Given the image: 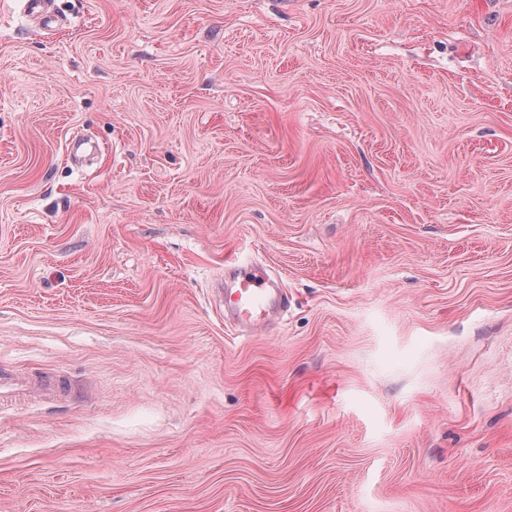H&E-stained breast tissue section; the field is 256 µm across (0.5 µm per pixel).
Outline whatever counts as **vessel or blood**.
<instances>
[{"label":"vessel or blood","instance_id":"vessel-or-blood-1","mask_svg":"<svg viewBox=\"0 0 512 512\" xmlns=\"http://www.w3.org/2000/svg\"><path fill=\"white\" fill-rule=\"evenodd\" d=\"M234 277L220 293L219 302L226 317L242 332L258 322L279 316L288 306V295L279 280L269 276L263 265L240 261L233 266ZM65 383L43 375H17L0 370V404L5 399L34 395L50 397L62 393Z\"/></svg>","mask_w":512,"mask_h":512}]
</instances>
